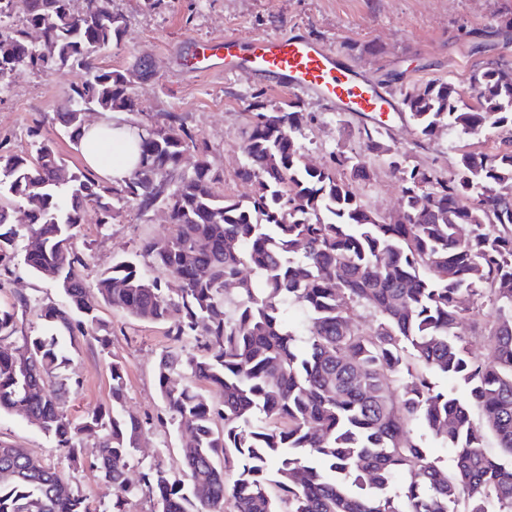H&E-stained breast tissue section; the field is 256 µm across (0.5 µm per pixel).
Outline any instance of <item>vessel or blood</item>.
Segmentation results:
<instances>
[{"label":"vessel or blood","mask_w":512,"mask_h":512,"mask_svg":"<svg viewBox=\"0 0 512 512\" xmlns=\"http://www.w3.org/2000/svg\"><path fill=\"white\" fill-rule=\"evenodd\" d=\"M181 66L191 71L218 69L227 75L247 74L269 85L308 96L326 98L339 110L363 118H398L397 100L376 81L356 71L304 34L221 36L198 43Z\"/></svg>","instance_id":"obj_1"}]
</instances>
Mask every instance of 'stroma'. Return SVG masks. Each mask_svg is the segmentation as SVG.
<instances>
[{"label":"stroma","instance_id":"35a3bbf8","mask_svg":"<svg viewBox=\"0 0 512 512\" xmlns=\"http://www.w3.org/2000/svg\"><path fill=\"white\" fill-rule=\"evenodd\" d=\"M112 10L126 20L128 35L121 45L100 52L98 65L122 70L145 58L153 69L152 79L140 88L139 109L128 113L127 121L147 124L166 112L182 113L197 135L188 160L207 155L228 195L251 191L238 179L237 170L244 160L254 94L265 91V104L272 109L288 93L245 76L227 80L185 72L176 58L191 42L217 35L301 32L374 80L384 81L392 73L397 84L406 86L449 80L466 88L476 63L512 62V42L496 39L483 53L471 50L474 30L498 26L512 17V0H170L156 11L147 10L143 0H112ZM70 82V77L47 76L26 67L10 75L8 89L0 95V156L34 153L32 131L37 128L54 140L69 165L82 166L80 151L53 121L67 103ZM300 102L313 115L300 138L310 163L322 164L330 152L339 150L361 155L358 117L311 96H301ZM416 137L413 123L407 122L395 125L386 141L405 152L409 164L447 173L453 157L447 135H439L425 149L415 147ZM359 193L367 206L388 215L398 206L400 187L393 174L378 165ZM169 231L159 211L144 214L129 203L118 204L107 225L98 223L95 210H88L75 240L84 259L79 273L87 284H94L117 260L135 254L145 239ZM22 295L33 298L34 304L19 315L12 338L17 346L24 337L42 332L39 305L65 302L52 282L36 278L19 258L9 276L0 279V307L14 306ZM99 316L111 329L108 348L82 336L66 347L63 373L71 385L64 405L68 417L79 420L93 409L111 408L109 366L119 361L126 367L124 408L143 423L141 447L129 478L137 479L142 467L156 460L178 464L185 437L167 423L156 385L159 358L170 345L165 325L136 320L105 304L100 305ZM0 439L60 471L95 512L111 506V487L87 465L95 453L94 441L86 442L81 460H73L26 419L8 411L0 412Z\"/></svg>","mask_w":512,"mask_h":512}]
</instances>
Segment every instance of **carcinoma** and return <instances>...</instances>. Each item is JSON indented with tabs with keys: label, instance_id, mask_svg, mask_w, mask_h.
Instances as JSON below:
<instances>
[{
	"label": "carcinoma",
	"instance_id": "1",
	"mask_svg": "<svg viewBox=\"0 0 512 512\" xmlns=\"http://www.w3.org/2000/svg\"><path fill=\"white\" fill-rule=\"evenodd\" d=\"M110 2L84 0L76 12L72 0H0V94L18 67L87 74L56 113L75 146L82 112L137 111L152 76L145 59L124 71L96 64L127 35ZM17 11L26 29L5 38ZM401 95L415 146L446 132L456 157L446 178L409 167L381 125L362 124L364 156L400 183L390 216L357 191L371 179L367 161L334 152L323 167L307 164L298 135L312 115L296 99L267 112L263 91L237 172L253 186L244 197L219 189L204 155L184 169L196 139L178 112L141 127L140 163L112 187L70 167L39 133L35 155L0 157V277L20 251L66 300L41 307L44 332L21 348L10 341L18 311L0 308V411L74 459L95 440L92 466L112 487V512L140 495L158 512H224L228 498L234 512H512V135L493 138L512 132V66H477L468 93L435 80ZM116 201L164 207L172 229L142 242L146 267L121 260L89 287L77 229L89 207L111 223ZM102 303L150 323L177 315L156 379L169 424L187 439L178 465L151 463L136 484L127 469L141 424L124 414V366H111L112 410L79 421L58 384V336L106 346ZM358 307L371 327L353 322ZM486 307L495 317L476 350L458 329ZM181 373L188 381L173 383ZM418 421L452 451L453 469L410 435ZM0 512L89 510L64 475L0 440Z\"/></svg>",
	"mask_w": 512,
	"mask_h": 512
}]
</instances>
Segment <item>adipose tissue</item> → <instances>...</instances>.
I'll return each mask as SVG.
<instances>
[{"instance_id": "1", "label": "adipose tissue", "mask_w": 512, "mask_h": 512, "mask_svg": "<svg viewBox=\"0 0 512 512\" xmlns=\"http://www.w3.org/2000/svg\"><path fill=\"white\" fill-rule=\"evenodd\" d=\"M138 131L116 116H105L85 130L80 151L85 165L110 184L122 183L138 162L130 144Z\"/></svg>"}]
</instances>
